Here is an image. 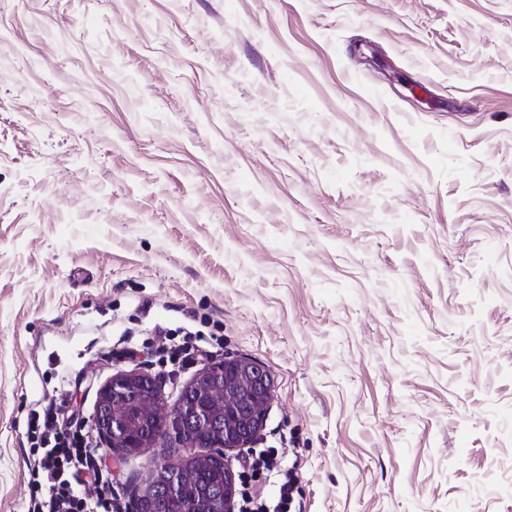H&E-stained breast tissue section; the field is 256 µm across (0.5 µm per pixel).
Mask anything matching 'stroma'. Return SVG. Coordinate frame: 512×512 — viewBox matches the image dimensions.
I'll list each match as a JSON object with an SVG mask.
<instances>
[{
    "label": "stroma",
    "instance_id": "stroma-1",
    "mask_svg": "<svg viewBox=\"0 0 512 512\" xmlns=\"http://www.w3.org/2000/svg\"><path fill=\"white\" fill-rule=\"evenodd\" d=\"M158 324L266 367L300 512H512V0H0V512L38 400L204 366ZM157 362L160 365L182 366L193 361V357L211 347L210 341L201 336V331L185 332L182 339L175 341L169 332L157 330L155 336L150 340Z\"/></svg>",
    "mask_w": 512,
    "mask_h": 512
}]
</instances>
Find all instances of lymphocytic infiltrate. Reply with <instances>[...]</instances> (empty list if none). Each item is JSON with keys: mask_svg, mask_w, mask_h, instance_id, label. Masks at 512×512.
I'll return each mask as SVG.
<instances>
[{"mask_svg": "<svg viewBox=\"0 0 512 512\" xmlns=\"http://www.w3.org/2000/svg\"><path fill=\"white\" fill-rule=\"evenodd\" d=\"M157 361L182 366L209 348L200 332H185L174 339L160 330L151 339ZM29 443L27 512H116L112 477L98 468L104 450L94 441L88 419L72 410L65 399L42 401L31 410L26 424ZM252 474L267 472L276 478V491L266 501H256L250 490L241 494V512H292L296 479L283 471L275 450L259 451L250 460Z\"/></svg>", "mask_w": 512, "mask_h": 512, "instance_id": "obj_1", "label": "lymphocytic infiltrate"}]
</instances>
